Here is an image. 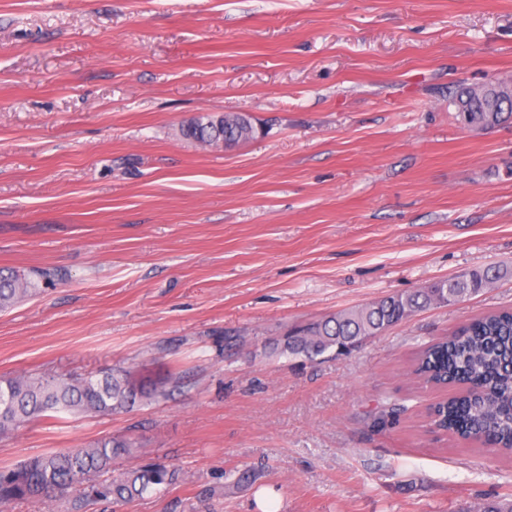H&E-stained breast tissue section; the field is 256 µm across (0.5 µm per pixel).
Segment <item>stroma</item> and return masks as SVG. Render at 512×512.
Listing matches in <instances>:
<instances>
[{"label":"stroma","mask_w":512,"mask_h":512,"mask_svg":"<svg viewBox=\"0 0 512 512\" xmlns=\"http://www.w3.org/2000/svg\"><path fill=\"white\" fill-rule=\"evenodd\" d=\"M512 0H0V379L180 376L159 402L0 436V466L112 435L114 469L183 483L116 512H461L512 454L433 429L414 355L512 308ZM255 136L205 149L188 119ZM494 284L346 355L272 354L298 324L464 272ZM455 104L458 115L466 127L482 123L484 120H490L491 118H493L494 124L498 126L506 117H512V108L507 111L501 102L485 96L482 85L463 87ZM492 109H496L498 112H482ZM39 291L38 282L14 271L0 270V312L11 309Z\"/></svg>","instance_id":"stroma-1"}]
</instances>
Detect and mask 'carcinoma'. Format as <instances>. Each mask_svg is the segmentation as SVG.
I'll return each mask as SVG.
<instances>
[{
    "mask_svg": "<svg viewBox=\"0 0 512 512\" xmlns=\"http://www.w3.org/2000/svg\"><path fill=\"white\" fill-rule=\"evenodd\" d=\"M456 107L466 126L512 117L501 102L480 86L461 89ZM227 113L190 119L183 134L201 144L232 145L254 136L252 123ZM495 277L472 270L428 287L386 296L366 306L343 310L288 331L276 352L314 360L329 351L348 353L365 340L434 305H449L489 287ZM40 291L38 282L14 271L0 270V312ZM413 373L439 387L457 392L433 407L435 426L462 440L512 454V309L490 312L460 326L452 336L428 345L415 360ZM169 379L134 377L127 372L98 378H35L20 375L0 380V434L47 413L110 415L137 402L166 398ZM134 442L109 436L93 444L46 453L20 465L0 467V504L27 499L70 501L71 512L88 502L122 506L150 492L167 490L183 481V472L161 461L125 469L108 478L112 462L132 454ZM462 512H512V498L481 502Z\"/></svg>",
    "mask_w": 512,
    "mask_h": 512,
    "instance_id": "obj_1",
    "label": "carcinoma"
}]
</instances>
